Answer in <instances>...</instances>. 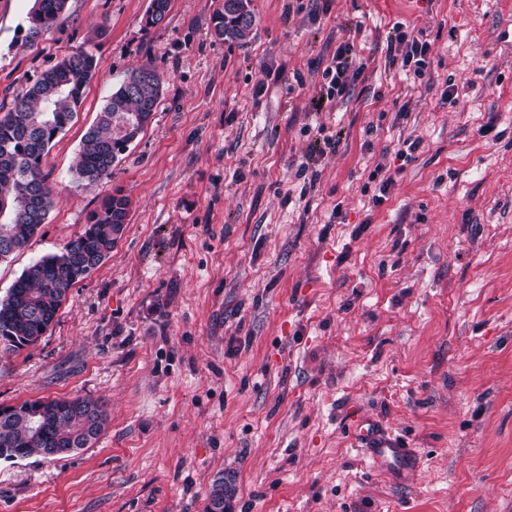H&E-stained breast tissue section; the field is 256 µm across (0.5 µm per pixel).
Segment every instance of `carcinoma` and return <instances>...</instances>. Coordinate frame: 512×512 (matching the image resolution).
Returning <instances> with one entry per match:
<instances>
[{"mask_svg":"<svg viewBox=\"0 0 512 512\" xmlns=\"http://www.w3.org/2000/svg\"><path fill=\"white\" fill-rule=\"evenodd\" d=\"M67 0H36L30 16L32 39L54 28ZM171 0H151L144 29L159 26ZM212 34L245 45L255 25L250 0H224L213 19ZM148 68V75L131 88L121 84L109 96L96 123L82 139L76 182L87 188L112 176V167L129 150L125 118L137 116L140 133L161 97L165 76L146 62L131 70ZM97 74L95 56L79 49L43 71L11 107L0 114V251L15 254L27 246L45 222L54 204V189L45 172V159L81 104L87 85ZM129 199L122 191L105 197L88 216L84 231L55 254L31 263L0 298V346L16 351L36 343L54 323L71 288L95 271L123 235ZM70 400L54 398L24 402L39 412L36 419L14 413L0 417V459L11 461L32 454L57 455L61 443H76L86 436L90 412L99 420L96 434L107 422L103 402L78 399L83 412L69 409Z\"/></svg>","mask_w":512,"mask_h":512,"instance_id":"carcinoma-1","label":"carcinoma"}]
</instances>
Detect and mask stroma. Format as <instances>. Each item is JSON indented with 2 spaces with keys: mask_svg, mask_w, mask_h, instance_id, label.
Here are the masks:
<instances>
[{
  "mask_svg": "<svg viewBox=\"0 0 512 512\" xmlns=\"http://www.w3.org/2000/svg\"><path fill=\"white\" fill-rule=\"evenodd\" d=\"M222 3L171 0L147 30L150 0H67L33 40L34 0H0V108L75 49L98 63L0 297L104 197L130 200L44 336L0 350V406L90 398L107 424L76 453L0 460V512H204L219 476L228 512H512V0H251L244 47L211 33ZM400 23L429 43L423 76L390 58ZM345 41L365 69L315 110ZM148 61L150 122L78 186L85 132ZM356 416L418 468L376 473Z\"/></svg>",
  "mask_w": 512,
  "mask_h": 512,
  "instance_id": "obj_1",
  "label": "stroma"
}]
</instances>
